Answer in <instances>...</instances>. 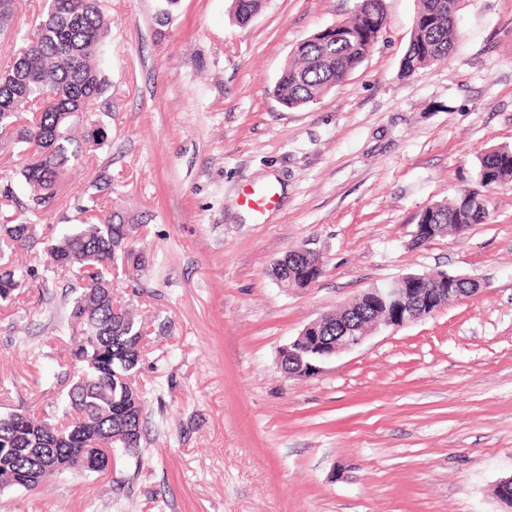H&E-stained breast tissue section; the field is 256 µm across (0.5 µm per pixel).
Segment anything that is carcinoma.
Returning a JSON list of instances; mask_svg holds the SVG:
<instances>
[{"label":"carcinoma","instance_id":"cac0c4a2","mask_svg":"<svg viewBox=\"0 0 512 512\" xmlns=\"http://www.w3.org/2000/svg\"><path fill=\"white\" fill-rule=\"evenodd\" d=\"M459 0H418L408 48L401 61L408 77L446 60L457 39L451 4ZM263 0H233L234 17L249 21ZM384 0H357L352 17L301 40L282 70L275 94L289 108L314 103L342 83L367 58L384 27ZM108 23L100 0H48L29 35L14 47L10 65L0 71V138L25 145L30 159L16 172L25 188L21 202L12 183L0 184V300L12 301L34 283L69 277L66 329L74 337L64 377L69 380L62 420L50 422L20 409L0 415V491H34L47 478L66 472L101 473L112 469L114 451L130 453L144 433V398L133 378L142 361L147 329L112 300V269L122 255L141 265L130 249L136 225L106 211L100 200L112 181L81 207L85 221L68 233L49 236L35 219L50 213L59 176L83 152L102 147L107 133L89 124L84 142L72 128L93 111L107 91L99 53ZM476 177L493 186L512 180V147L489 149L477 157ZM485 200L459 195L432 204L417 223L436 225V235L458 231L460 224H483ZM36 252L38 264L16 266L6 256ZM308 262L300 251L288 253L272 268L287 286L302 288ZM338 311L321 319L312 335L321 343L336 335Z\"/></svg>","mask_w":512,"mask_h":512}]
</instances>
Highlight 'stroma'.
<instances>
[{
	"label": "stroma",
	"instance_id": "obj_1",
	"mask_svg": "<svg viewBox=\"0 0 512 512\" xmlns=\"http://www.w3.org/2000/svg\"><path fill=\"white\" fill-rule=\"evenodd\" d=\"M366 60L316 103L274 85L300 40L356 0H102L105 145L62 175L55 232L112 178L107 206L145 259H118L114 301L149 339L137 387L147 431L106 475L0 491V512H506L512 476V181L489 217L413 244L419 214L475 187L478 155L512 146V0H459L448 60L406 77L417 0H384ZM270 189L257 214L245 193ZM323 255L308 288L271 269ZM478 291L434 317L378 326L307 378L280 370L301 330L407 273ZM62 288L0 304V415L63 408L71 349Z\"/></svg>",
	"mask_w": 512,
	"mask_h": 512
}]
</instances>
